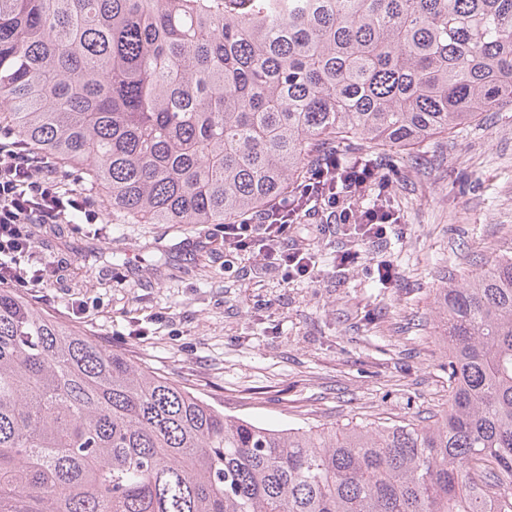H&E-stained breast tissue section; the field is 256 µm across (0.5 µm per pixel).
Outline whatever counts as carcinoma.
Segmentation results:
<instances>
[{
    "mask_svg": "<svg viewBox=\"0 0 512 512\" xmlns=\"http://www.w3.org/2000/svg\"><path fill=\"white\" fill-rule=\"evenodd\" d=\"M1 100L112 223L227 224L512 105V0H0ZM435 310L448 409L274 429L0 287V512H512V254Z\"/></svg>",
    "mask_w": 512,
    "mask_h": 512,
    "instance_id": "cac0c4a2",
    "label": "carcinoma"
}]
</instances>
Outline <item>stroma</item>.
I'll use <instances>...</instances> for the list:
<instances>
[{
	"instance_id": "35a3bbf8",
	"label": "stroma",
	"mask_w": 512,
	"mask_h": 512,
	"mask_svg": "<svg viewBox=\"0 0 512 512\" xmlns=\"http://www.w3.org/2000/svg\"><path fill=\"white\" fill-rule=\"evenodd\" d=\"M401 221L353 262L340 228L295 224L313 277L224 257L220 224H31L52 257L38 309L149 366L225 414L278 429L414 420L448 406L435 298L512 252V107L403 154L360 144ZM392 267L390 282L379 265Z\"/></svg>"
}]
</instances>
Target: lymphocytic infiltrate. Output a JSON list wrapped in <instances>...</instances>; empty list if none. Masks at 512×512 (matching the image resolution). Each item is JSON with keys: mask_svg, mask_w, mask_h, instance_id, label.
I'll use <instances>...</instances> for the list:
<instances>
[{"mask_svg": "<svg viewBox=\"0 0 512 512\" xmlns=\"http://www.w3.org/2000/svg\"><path fill=\"white\" fill-rule=\"evenodd\" d=\"M335 154L313 159L307 176L272 206L255 210L241 221L225 225L224 250L238 253L257 248L263 258L280 257L306 275L314 270L302 252L287 246L293 224L327 217L354 229L353 244L361 248L384 238L398 214L382 206H366L370 191L386 190L388 183L360 163L346 166L327 193L318 190L323 174L335 170ZM98 203L89 194L69 189L46 158L22 149L11 132L0 135V286L44 288L53 263L37 257L35 246L24 237L28 224H73L93 220Z\"/></svg>", "mask_w": 512, "mask_h": 512, "instance_id": "1", "label": "lymphocytic infiltrate"}]
</instances>
